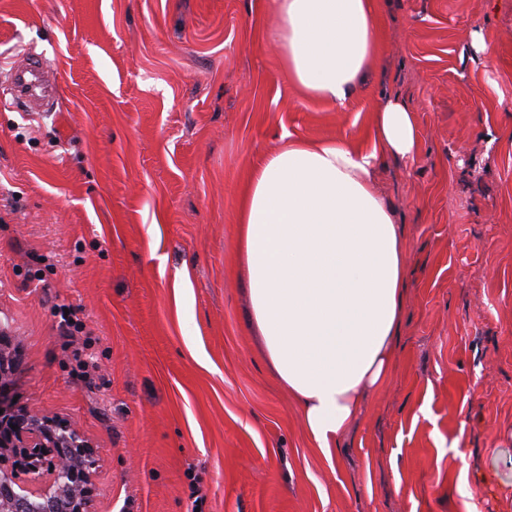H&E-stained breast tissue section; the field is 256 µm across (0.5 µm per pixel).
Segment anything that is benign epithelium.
<instances>
[{
    "mask_svg": "<svg viewBox=\"0 0 512 512\" xmlns=\"http://www.w3.org/2000/svg\"><path fill=\"white\" fill-rule=\"evenodd\" d=\"M49 428L18 408L0 384V512H58L56 495L74 491L70 509L87 512L90 470L95 461L85 444L77 464L51 442L57 433L73 432L68 425L45 421Z\"/></svg>",
    "mask_w": 512,
    "mask_h": 512,
    "instance_id": "obj_1",
    "label": "benign epithelium"
}]
</instances>
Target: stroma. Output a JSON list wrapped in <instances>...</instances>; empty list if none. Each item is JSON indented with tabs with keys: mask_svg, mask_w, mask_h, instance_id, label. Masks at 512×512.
Returning a JSON list of instances; mask_svg holds the SVG:
<instances>
[{
	"mask_svg": "<svg viewBox=\"0 0 512 512\" xmlns=\"http://www.w3.org/2000/svg\"><path fill=\"white\" fill-rule=\"evenodd\" d=\"M265 3L0 0L10 394L92 449L89 512H512V0H380L343 111L294 91ZM30 53L58 79L34 117L8 90ZM385 96L420 135L374 172L405 241L396 366L331 464L247 326L236 203L283 130L354 139Z\"/></svg>",
	"mask_w": 512,
	"mask_h": 512,
	"instance_id": "obj_1",
	"label": "stroma"
}]
</instances>
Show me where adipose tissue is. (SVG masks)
Instances as JSON below:
<instances>
[{"label": "adipose tissue", "instance_id": "obj_1", "mask_svg": "<svg viewBox=\"0 0 512 512\" xmlns=\"http://www.w3.org/2000/svg\"><path fill=\"white\" fill-rule=\"evenodd\" d=\"M276 43L294 90L343 110L378 60L379 0H271ZM419 151L415 115L376 104L361 139L283 131L248 169L238 205V259L249 324L273 374L326 459L395 368L404 241L372 182L388 156Z\"/></svg>", "mask_w": 512, "mask_h": 512}]
</instances>
